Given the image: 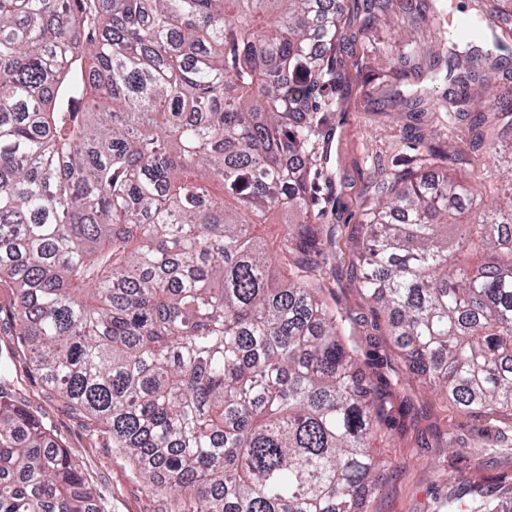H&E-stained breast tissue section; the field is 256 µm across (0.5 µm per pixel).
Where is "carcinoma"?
I'll list each match as a JSON object with an SVG mask.
<instances>
[{"label":"carcinoma","mask_w":512,"mask_h":512,"mask_svg":"<svg viewBox=\"0 0 512 512\" xmlns=\"http://www.w3.org/2000/svg\"><path fill=\"white\" fill-rule=\"evenodd\" d=\"M474 0L454 59L512 58ZM347 0H0V279L41 383L165 512H367L371 441L413 376L512 412V171L487 202L445 149L391 170L355 267L403 369L369 373L312 170ZM473 144L512 98L485 73ZM283 217L262 244L253 227ZM0 512H105L47 425L0 393ZM512 512V486L448 501Z\"/></svg>","instance_id":"carcinoma-1"}]
</instances>
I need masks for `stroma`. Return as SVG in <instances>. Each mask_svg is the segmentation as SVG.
<instances>
[{"label":"stroma","instance_id":"stroma-1","mask_svg":"<svg viewBox=\"0 0 512 512\" xmlns=\"http://www.w3.org/2000/svg\"><path fill=\"white\" fill-rule=\"evenodd\" d=\"M366 0H355L344 26L345 49L338 52L335 70L350 84V94L340 113L324 115L320 147L327 153L319 160L316 191L319 198H336L339 209L324 221V230L336 240L338 272L326 296L347 311L351 333L363 338L360 320L368 312L357 281L350 274L351 249L360 234L359 212L373 193L379 165L400 164L427 153L428 146L453 147L461 169L475 171L482 182L497 184L512 165L508 159L485 162L470 148L474 112L448 106L439 112H380L376 104L404 92L406 84L434 87L437 95L450 96L457 86L433 81L434 68H446L448 47L437 30L453 26L473 12L472 0H431L425 13L410 9L407 0H385L384 22L364 25ZM428 46L427 54L411 65L415 75L394 79L403 54L411 47ZM375 68L379 77L364 84L357 80L360 64ZM15 293L0 283V358L8 360L10 375L0 383L15 404L34 411L83 466L93 491L108 512H163V500L133 474L128 462L110 456L101 442L92 441L84 418L45 391L31 369L28 351L15 333ZM409 401L418 416L405 426L389 431L374 443L376 456L384 460L369 497L370 512H448L449 499L475 489H489L512 482V417L478 416L439 399L421 384L411 382L397 394ZM453 431L454 447L438 450L420 447V439L435 441L442 430Z\"/></svg>","mask_w":512,"mask_h":512}]
</instances>
